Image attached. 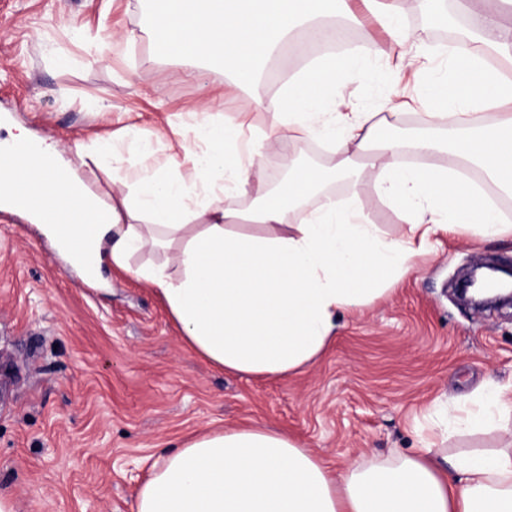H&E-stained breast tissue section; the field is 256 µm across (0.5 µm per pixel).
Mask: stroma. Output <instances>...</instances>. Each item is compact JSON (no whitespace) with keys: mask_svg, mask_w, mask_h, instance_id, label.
I'll return each mask as SVG.
<instances>
[{"mask_svg":"<svg viewBox=\"0 0 512 512\" xmlns=\"http://www.w3.org/2000/svg\"><path fill=\"white\" fill-rule=\"evenodd\" d=\"M480 0H440L430 16L407 5L411 43L435 56L450 41L448 8ZM351 6L364 35L352 41L369 77L349 86L357 109L390 97L406 103L400 132L419 127L430 106L421 85L374 53L389 37L362 0ZM94 35L76 41V31ZM131 41L111 43L114 34ZM186 60L160 58L148 35L144 0H0V138L17 128L66 148L112 139L113 157L83 170L104 198L125 187L139 141L152 144L154 167L192 179L195 106L215 100L227 118L267 127L264 102L278 88L213 74L192 75ZM107 104L104 112L94 103ZM334 170L329 141L302 135L263 156L267 183L286 174L282 153ZM336 199L356 197L365 223L396 236L408 226L380 201L373 171L328 180ZM486 258L512 260V237L439 232L431 252L382 292L342 311L332 346L283 381L220 372L188 349L146 282L106 266L101 279L72 266L37 224L0 207V490L16 512H135L139 487L190 436L213 429L268 425L297 439L333 469L377 463L392 451L415 453L431 435L435 408L456 416L485 392L512 388V309L477 311L454 288ZM449 455L512 448V418L484 429L449 430Z\"/></svg>","mask_w":512,"mask_h":512,"instance_id":"obj_1","label":"stroma"}]
</instances>
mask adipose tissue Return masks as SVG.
Masks as SVG:
<instances>
[{
  "mask_svg": "<svg viewBox=\"0 0 512 512\" xmlns=\"http://www.w3.org/2000/svg\"><path fill=\"white\" fill-rule=\"evenodd\" d=\"M390 38L397 71L419 60L409 43L403 0H366ZM478 47L448 52V75L428 74L422 121L428 137L418 155L445 151L481 169L512 195V115L479 123L478 111L512 104V79L488 64L486 50L512 66V25L497 15L473 18ZM352 56H324L289 80L267 109L268 128L241 150L242 126L214 118L194 129L202 143L186 152L193 180L143 170L127 193L103 200L75 172L98 162L112 142L77 145L66 161L58 145L40 141L39 157L0 160V200L14 210L35 203L46 232L76 257L126 271L154 287L183 342L224 373L282 379L319 358L333 340L337 312L370 296L381 273L406 275L412 257L454 226L483 238L512 231L481 193L455 170L401 163L393 131L402 104L379 112H327L339 81L363 82ZM297 134L336 141L337 172L353 171L361 153L378 196L409 230L393 237L364 223L356 200L322 197L325 174L284 157L288 179L267 190V146ZM255 190L252 207L228 205ZM299 222H291V215ZM145 250L169 251L172 266L132 267ZM135 512H512V452L448 457L434 443L381 465L331 470L301 443L271 427L211 430L187 439L140 487Z\"/></svg>",
  "mask_w": 512,
  "mask_h": 512,
  "instance_id": "1",
  "label": "adipose tissue"
}]
</instances>
